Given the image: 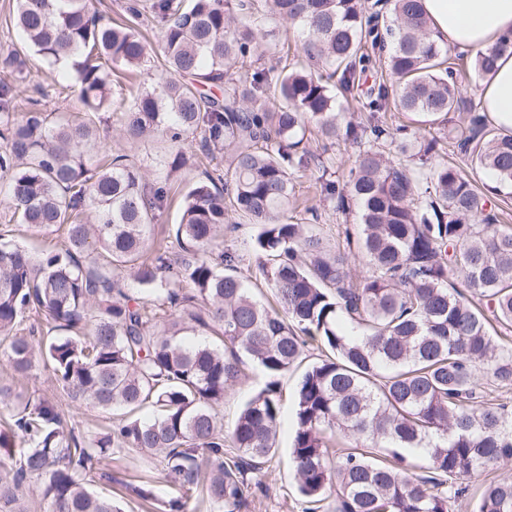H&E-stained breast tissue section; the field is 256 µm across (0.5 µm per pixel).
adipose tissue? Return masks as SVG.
Returning a JSON list of instances; mask_svg holds the SVG:
<instances>
[{
	"label": "adipose tissue",
	"instance_id": "obj_1",
	"mask_svg": "<svg viewBox=\"0 0 512 512\" xmlns=\"http://www.w3.org/2000/svg\"><path fill=\"white\" fill-rule=\"evenodd\" d=\"M437 38L477 54L512 37V0H423ZM481 110L497 128L512 131V49L502 53L481 95Z\"/></svg>",
	"mask_w": 512,
	"mask_h": 512
}]
</instances>
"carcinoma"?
Masks as SVG:
<instances>
[{
	"label": "carcinoma",
	"instance_id": "carcinoma-1",
	"mask_svg": "<svg viewBox=\"0 0 512 512\" xmlns=\"http://www.w3.org/2000/svg\"><path fill=\"white\" fill-rule=\"evenodd\" d=\"M303 28L306 63L265 60L276 38L258 21L262 6ZM126 23L102 22L87 0H17L25 44L76 73L82 116L51 124L40 99L21 96L18 52L0 57V177L20 223L34 233L65 230L64 245L39 257L0 240V347L13 374L43 362L71 398L113 415L102 433L67 429L59 405L0 385V512H28L38 484L47 512H118L90 489L114 453L160 458L161 482L201 489L235 512L247 474L275 453L280 377L301 365L308 342L323 355L297 385L289 463L317 512L336 491V512H451L458 483L512 463V229L488 209L495 187L477 190L456 166L434 161L439 140L420 142L380 117L389 95L432 124L459 106L448 49L435 38L421 0H393L385 57L392 83L369 89L367 123L340 124L336 88L347 90L370 63L366 44L384 43L379 14L362 0H151L146 42L128 7ZM505 39L481 52L493 69ZM254 59L252 73L232 69ZM137 70L154 81L112 108V72ZM205 87H218L213 95ZM132 142L157 133L171 176L188 163L187 137L205 155L222 151L183 197L174 225L178 251L151 241L171 183L152 181L131 154L102 149L99 115L109 109ZM452 136L472 168L512 184V134L477 106ZM325 140L360 151L344 182L318 177L320 195L359 219L370 272L358 279L347 257L288 216L291 171L315 166L304 146L309 125ZM259 227L258 270L279 308L258 300L224 251V225ZM131 272L137 291L125 287ZM42 314L53 335L20 332ZM183 336L217 344H186ZM265 375L245 404L224 461V396L245 377V361ZM20 451H14V448ZM416 448L428 449L425 464ZM140 495L164 512H188L182 496ZM475 512H512V480L485 484Z\"/></svg>",
	"mask_w": 512,
	"mask_h": 512
}]
</instances>
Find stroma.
I'll return each mask as SVG.
<instances>
[{
    "mask_svg": "<svg viewBox=\"0 0 512 512\" xmlns=\"http://www.w3.org/2000/svg\"><path fill=\"white\" fill-rule=\"evenodd\" d=\"M16 0H0V48L10 47L24 52L27 60L26 86L41 85L46 95L42 99L44 110L57 122L71 118L76 103V77L73 72H63L47 61L27 52L18 29L14 25ZM97 134L101 141L112 146L113 150H124L135 154L145 165H152L167 148L164 138L155 137L131 145L124 140L114 121H104L98 126ZM223 157L204 159L202 164L186 166L177 177L172 179L171 198L166 207L159 212L153 232L156 238L167 236L172 224L180 219V200L191 184L197 179L202 168H225ZM318 174L313 170H297L292 175L295 203L289 214L294 221L312 225L335 246L349 255V266L356 276H364L369 270L366 258L355 245L347 244L343 231L345 226L355 225V215H345L337 211L333 203L324 200L317 187ZM257 225L240 222L236 228H225L224 248L237 258L239 275L247 278L254 292L265 303H273L274 296L270 288L260 278L256 267L254 239ZM298 371H290L281 379L283 390L282 426L276 438L277 452L267 463L264 486L245 497L239 512H304V503L298 492L294 473L289 466V451L293 432V415ZM0 383L12 386L15 391L23 392L34 388L48 391L58 401L67 421L73 426L90 431L107 427L110 419L91 405L74 407L66 391L51 380V371L46 366H38L32 376L26 379L12 377L5 357L0 356ZM158 467L139 455L114 456L109 477L97 480L94 491L112 497L122 512H151L134 491L135 485L156 479Z\"/></svg>",
    "mask_w": 512,
    "mask_h": 512,
    "instance_id": "stroma-1",
    "label": "stroma"
}]
</instances>
